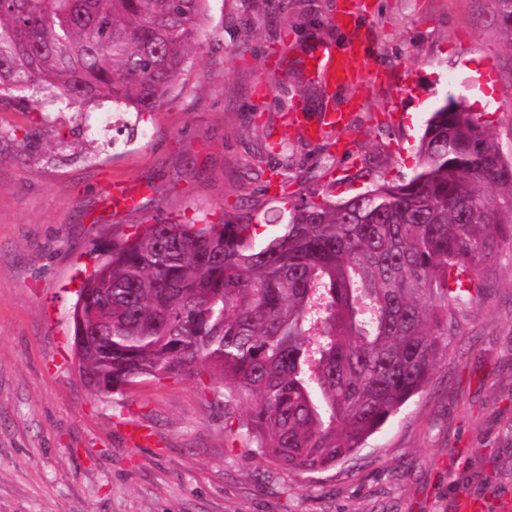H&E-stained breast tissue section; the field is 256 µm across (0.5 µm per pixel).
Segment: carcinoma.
<instances>
[{
	"label": "carcinoma",
	"instance_id": "obj_1",
	"mask_svg": "<svg viewBox=\"0 0 512 512\" xmlns=\"http://www.w3.org/2000/svg\"><path fill=\"white\" fill-rule=\"evenodd\" d=\"M206 2L0 0V101L154 112L189 66ZM495 3L512 43V0ZM489 128L450 97L411 175L303 198L266 237L247 214L136 229L73 311L92 391L192 378L224 406V429L284 469L352 454L422 391L456 311L512 241V162Z\"/></svg>",
	"mask_w": 512,
	"mask_h": 512
}]
</instances>
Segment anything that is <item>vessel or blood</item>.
<instances>
[{
  "mask_svg": "<svg viewBox=\"0 0 512 512\" xmlns=\"http://www.w3.org/2000/svg\"><path fill=\"white\" fill-rule=\"evenodd\" d=\"M368 9V0H343L342 7L336 15V25L346 33V42L336 52L313 55L308 60L310 70L321 74L339 86L352 85L361 78L355 67L356 60L363 53L369 40V32L360 25L358 16ZM349 114L344 110L324 113L320 124L310 126L308 133L312 138H320L325 129L347 126ZM106 200L116 211H133L140 203L139 190L128 183L115 181L103 189ZM455 512H512V499L504 498L494 503L483 499L459 496Z\"/></svg>",
  "mask_w": 512,
  "mask_h": 512,
  "instance_id": "vessel-or-blood-1",
  "label": "vessel or blood"
}]
</instances>
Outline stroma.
Instances as JSON below:
<instances>
[{
	"instance_id": "1",
	"label": "stroma",
	"mask_w": 512,
	"mask_h": 512,
	"mask_svg": "<svg viewBox=\"0 0 512 512\" xmlns=\"http://www.w3.org/2000/svg\"><path fill=\"white\" fill-rule=\"evenodd\" d=\"M341 3L209 0L170 102L140 121L117 113L103 137L71 112L0 105V512H451L461 492L512 497V242L426 387L322 471L285 470L225 434L194 380L101 397L77 376L78 272L136 225L241 212L282 224L285 201L406 177L449 95L487 113L512 160V45L494 0H369L364 68L388 78L345 87L307 65L343 45ZM294 105L312 123L345 107L349 123L314 141L289 128ZM115 180L143 189L137 211L106 208ZM131 425L154 446H133Z\"/></svg>"
}]
</instances>
